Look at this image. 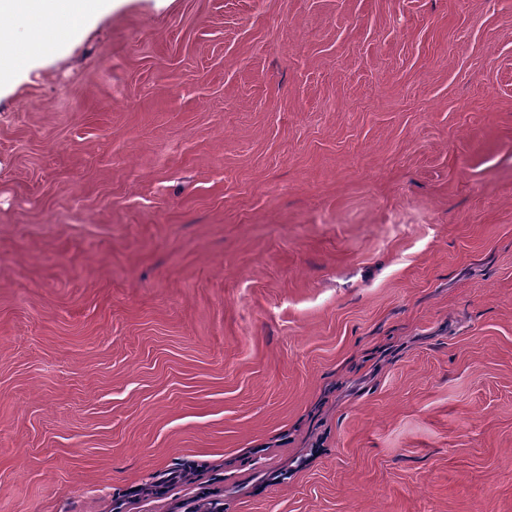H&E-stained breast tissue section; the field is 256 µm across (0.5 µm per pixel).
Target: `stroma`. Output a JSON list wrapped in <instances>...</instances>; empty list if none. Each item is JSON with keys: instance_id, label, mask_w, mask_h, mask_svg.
Listing matches in <instances>:
<instances>
[{"instance_id": "35a3bbf8", "label": "stroma", "mask_w": 512, "mask_h": 512, "mask_svg": "<svg viewBox=\"0 0 512 512\" xmlns=\"http://www.w3.org/2000/svg\"><path fill=\"white\" fill-rule=\"evenodd\" d=\"M0 512H512V0H112L1 89Z\"/></svg>"}]
</instances>
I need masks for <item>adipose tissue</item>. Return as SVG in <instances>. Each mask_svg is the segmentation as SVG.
<instances>
[{
  "label": "adipose tissue",
  "mask_w": 512,
  "mask_h": 512,
  "mask_svg": "<svg viewBox=\"0 0 512 512\" xmlns=\"http://www.w3.org/2000/svg\"><path fill=\"white\" fill-rule=\"evenodd\" d=\"M111 9L112 0H0V79L19 71L14 47L31 25H41L46 34L63 38Z\"/></svg>",
  "instance_id": "1"
}]
</instances>
